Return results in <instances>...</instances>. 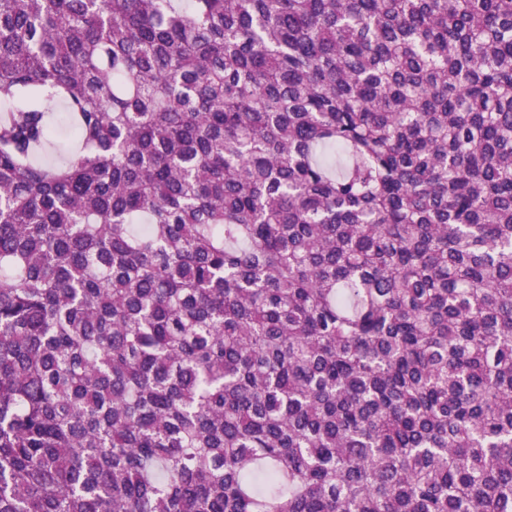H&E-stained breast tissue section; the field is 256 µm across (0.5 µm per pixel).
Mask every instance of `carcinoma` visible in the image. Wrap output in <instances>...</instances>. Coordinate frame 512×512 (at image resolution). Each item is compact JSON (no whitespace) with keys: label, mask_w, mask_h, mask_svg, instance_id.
Listing matches in <instances>:
<instances>
[{"label":"carcinoma","mask_w":512,"mask_h":512,"mask_svg":"<svg viewBox=\"0 0 512 512\" xmlns=\"http://www.w3.org/2000/svg\"><path fill=\"white\" fill-rule=\"evenodd\" d=\"M0 512H512V0H0Z\"/></svg>","instance_id":"1"}]
</instances>
